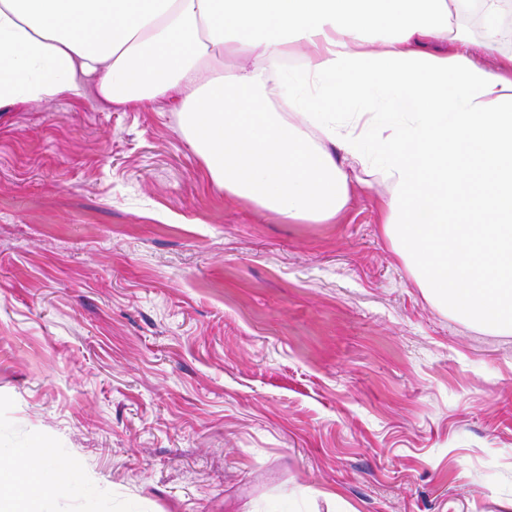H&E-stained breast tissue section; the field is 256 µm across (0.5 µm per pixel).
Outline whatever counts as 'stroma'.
Wrapping results in <instances>:
<instances>
[{
    "instance_id": "35a3bbf8",
    "label": "stroma",
    "mask_w": 512,
    "mask_h": 512,
    "mask_svg": "<svg viewBox=\"0 0 512 512\" xmlns=\"http://www.w3.org/2000/svg\"><path fill=\"white\" fill-rule=\"evenodd\" d=\"M0 108V453L46 512H512V335L428 301L355 185L226 196L170 98ZM49 472L59 486H69V465L43 449H27L9 458L0 457V511H42L33 498V488Z\"/></svg>"
}]
</instances>
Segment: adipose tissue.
<instances>
[{
  "mask_svg": "<svg viewBox=\"0 0 512 512\" xmlns=\"http://www.w3.org/2000/svg\"><path fill=\"white\" fill-rule=\"evenodd\" d=\"M512 0H0V107L79 96L173 99L225 194L330 222L350 174L386 187L381 232L438 309L512 335ZM68 464L0 457V512Z\"/></svg>",
  "mask_w": 512,
  "mask_h": 512,
  "instance_id": "obj_1",
  "label": "adipose tissue"
}]
</instances>
